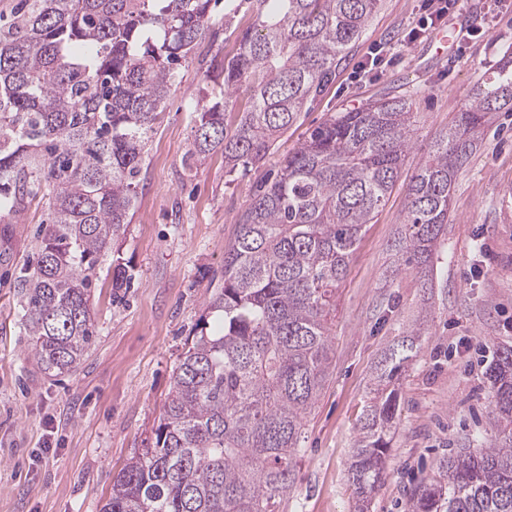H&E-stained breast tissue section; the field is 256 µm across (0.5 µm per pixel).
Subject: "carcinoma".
Instances as JSON below:
<instances>
[{
  "label": "carcinoma",
  "mask_w": 512,
  "mask_h": 512,
  "mask_svg": "<svg viewBox=\"0 0 512 512\" xmlns=\"http://www.w3.org/2000/svg\"><path fill=\"white\" fill-rule=\"evenodd\" d=\"M245 1L254 22L224 57V100L197 109L192 155L224 151L228 172L270 153L328 86L382 0ZM214 0H28L0 34V209L49 186L37 267L19 288L42 370H74L93 341V272L131 221L148 134L188 58L213 25ZM247 85L236 127L225 112ZM405 96L333 112L263 182L224 249V282L173 375L153 445L112 480L101 512H280L299 479L306 415L333 359L336 284L362 229L385 205L412 146ZM494 112H512V69L474 86L455 125L410 178L393 250L427 277L448 233L451 195ZM112 264V291L127 287ZM412 328L375 376L349 478L369 512L397 430L394 388L417 353ZM492 423L477 448L439 461L406 512H512V346L488 368Z\"/></svg>",
  "instance_id": "1"
}]
</instances>
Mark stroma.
I'll use <instances>...</instances> for the list:
<instances>
[{
    "mask_svg": "<svg viewBox=\"0 0 512 512\" xmlns=\"http://www.w3.org/2000/svg\"><path fill=\"white\" fill-rule=\"evenodd\" d=\"M421 0H383L334 81L259 167L228 173L221 152L191 155L198 104L221 95L217 69L253 21L243 4L232 31L224 6L179 69L148 135L133 216L118 243L130 286L113 295L112 257L94 270L95 340L72 373L38 367L24 328L21 280L32 273L47 187L15 223L0 217V512H99L112 478L149 447L174 371L224 271V249L256 183L278 169L333 112L406 95L416 130L386 206L366 225L336 289L329 378L305 422L300 478L280 512H353L348 467L385 349L412 326L420 349L400 380L401 417L370 512H404L420 482L452 449L488 427L487 368L512 345V112L496 113L459 175L450 202L448 256L432 287L396 270L390 243L406 189L435 137L454 124L474 84L512 48V0H459L441 29L477 26L463 48L435 55L434 33L409 41Z\"/></svg>",
    "mask_w": 512,
    "mask_h": 512,
    "instance_id": "35a3bbf8",
    "label": "stroma"
}]
</instances>
